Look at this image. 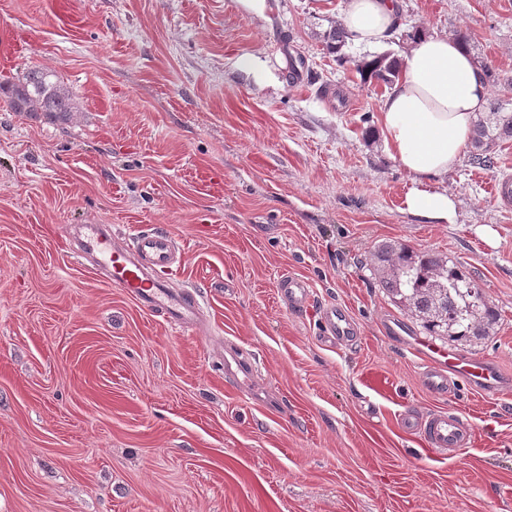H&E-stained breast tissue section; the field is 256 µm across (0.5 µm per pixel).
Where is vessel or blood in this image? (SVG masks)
<instances>
[{"instance_id":"obj_1","label":"vessel or blood","mask_w":512,"mask_h":512,"mask_svg":"<svg viewBox=\"0 0 512 512\" xmlns=\"http://www.w3.org/2000/svg\"><path fill=\"white\" fill-rule=\"evenodd\" d=\"M80 231L84 253L105 272L111 285L121 288L145 308L162 311L172 324L189 327L199 322L201 305L196 297L162 278L163 273L178 270L183 261L172 235L149 228L141 231L126 251L115 246L107 225L84 224ZM280 288L288 307L295 311L304 309L311 298L308 283L295 276H285ZM322 323L323 338L332 345L352 344L360 333L348 311L340 306L327 307ZM382 330L389 340L422 360L421 381L431 393H450L461 382L484 394L497 395L512 389V380L506 379L489 361L466 357L447 344L414 335L397 320L385 321ZM400 425L405 431L421 432L432 448H465L476 440L470 424L444 412L422 417L407 412L401 415Z\"/></svg>"}]
</instances>
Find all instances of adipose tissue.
<instances>
[{"label": "adipose tissue", "mask_w": 512, "mask_h": 512, "mask_svg": "<svg viewBox=\"0 0 512 512\" xmlns=\"http://www.w3.org/2000/svg\"><path fill=\"white\" fill-rule=\"evenodd\" d=\"M340 19L355 43L381 47L398 24V0H347ZM489 95V84L456 39L429 35L414 42L380 119L391 156L411 180L405 211L429 224L455 223V194L429 183L459 163Z\"/></svg>", "instance_id": "adipose-tissue-1"}]
</instances>
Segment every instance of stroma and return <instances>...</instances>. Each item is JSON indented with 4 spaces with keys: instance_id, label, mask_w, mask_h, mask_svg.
I'll return each instance as SVG.
<instances>
[{
    "instance_id": "obj_1",
    "label": "stroma",
    "mask_w": 512,
    "mask_h": 512,
    "mask_svg": "<svg viewBox=\"0 0 512 512\" xmlns=\"http://www.w3.org/2000/svg\"><path fill=\"white\" fill-rule=\"evenodd\" d=\"M0 0V36L25 40L0 85L54 69L70 121L12 111L0 94V512H512V391L435 397L382 332L420 326L379 288L370 258L395 240L466 269L500 313L455 343L512 376V141L483 169L462 156L432 188L453 224L402 208L408 174L363 116L384 85L339 66L324 34L346 0ZM415 28L471 39L512 78V0H399ZM77 224L141 229L184 248L174 281L198 294L195 328L170 325L74 254ZM312 289L295 313L283 275ZM349 309L360 339L319 340ZM249 357V374L224 359ZM370 371L393 383L374 396ZM462 415L472 447L441 451L398 414Z\"/></svg>"
}]
</instances>
